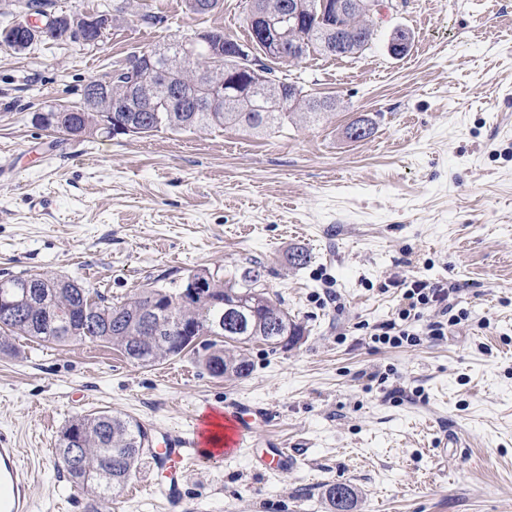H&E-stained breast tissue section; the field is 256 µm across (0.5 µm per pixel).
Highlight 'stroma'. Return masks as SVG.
Here are the masks:
<instances>
[{
  "instance_id": "obj_1",
  "label": "stroma",
  "mask_w": 512,
  "mask_h": 512,
  "mask_svg": "<svg viewBox=\"0 0 512 512\" xmlns=\"http://www.w3.org/2000/svg\"><path fill=\"white\" fill-rule=\"evenodd\" d=\"M124 2L96 46L0 51V274L57 273L120 302L189 271L261 265L305 328L290 349L256 343L244 378L186 354L144 367L104 344L17 339L0 352V446L33 472L34 512H84L50 454L80 414L108 411L163 432L205 406L265 408L260 440L300 449L288 474L250 454L188 464L177 501L120 493L124 512H326L345 483L357 512H512V0H385L371 47L314 54L291 80L331 97L320 124L75 139L31 122L86 82L193 32L244 40L249 0L194 15L185 0H55L68 14ZM163 24L141 22L144 13ZM411 33L406 55L387 44ZM367 117L374 134L344 130ZM301 250L304 265L288 260ZM455 282L466 320L415 345L373 342L403 280ZM447 436L446 452L436 440ZM322 493L330 512H353L356 508L357 493L355 489L344 483L325 485Z\"/></svg>"
}]
</instances>
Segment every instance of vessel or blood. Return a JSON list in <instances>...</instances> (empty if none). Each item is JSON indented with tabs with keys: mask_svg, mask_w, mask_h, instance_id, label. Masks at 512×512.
Wrapping results in <instances>:
<instances>
[{
	"mask_svg": "<svg viewBox=\"0 0 512 512\" xmlns=\"http://www.w3.org/2000/svg\"><path fill=\"white\" fill-rule=\"evenodd\" d=\"M264 417L261 408L244 403L206 412L193 418L186 431L163 434L149 464L152 470L175 473L193 459L220 461L249 449L255 469L288 471L296 464L294 450L274 441L263 452L253 450L257 423ZM31 507L28 469L21 466L17 449L0 447V512H31Z\"/></svg>",
	"mask_w": 512,
	"mask_h": 512,
	"instance_id": "obj_1",
	"label": "vessel or blood"
}]
</instances>
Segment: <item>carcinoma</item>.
Masks as SVG:
<instances>
[{
  "label": "carcinoma",
  "mask_w": 512,
  "mask_h": 512,
  "mask_svg": "<svg viewBox=\"0 0 512 512\" xmlns=\"http://www.w3.org/2000/svg\"><path fill=\"white\" fill-rule=\"evenodd\" d=\"M276 3L303 18L296 33L297 40L304 44L301 54H296L293 43L286 40L273 57H268L259 31L249 20L250 41L245 44L221 29L202 30L197 33L198 57L190 64L179 57L178 42L166 44L168 57L159 62L154 75L155 98L140 104L142 112L112 113V126L122 125L129 135L139 137L227 124L271 133L287 121H316L335 111V101L312 97L303 86L288 80L284 68L314 52L352 57L365 51L373 39V20L357 15L340 19L332 9L319 18L312 8L318 0ZM52 6V0H19L21 18L0 27V48L22 55L40 42L25 28L32 13L48 21L47 40L57 44L77 42L68 23L57 25L51 21ZM336 23L341 25L337 44L325 37V28ZM217 43L247 48L243 56L224 59V67L240 72L248 83L253 82L247 72L250 63L268 61L265 74L287 82L280 98L266 96L259 84L243 96L226 92L222 101L212 98L206 81L208 52ZM32 121L43 130L74 137H112V130L103 125V113L81 100L66 106L49 105L34 113ZM190 279L203 282L204 296L193 297ZM195 330L206 340L192 343ZM302 336V325L261 284L258 266L228 279L216 269L192 270L177 288H146L117 304L66 275L0 276L1 352L14 350L12 339L16 337L52 344L89 341L112 345L126 358L146 367L191 349L210 376L244 377L252 364L244 354L235 352L236 347L262 343L286 349ZM55 448L66 466L68 481L87 493L85 512H103L112 500L109 493L119 492L136 475L144 455L152 449V439L138 420L101 411L72 418L58 434ZM323 498L329 512H354L356 508L357 493L348 484L326 486Z\"/></svg>",
  "instance_id": "cac0c4a2"
}]
</instances>
